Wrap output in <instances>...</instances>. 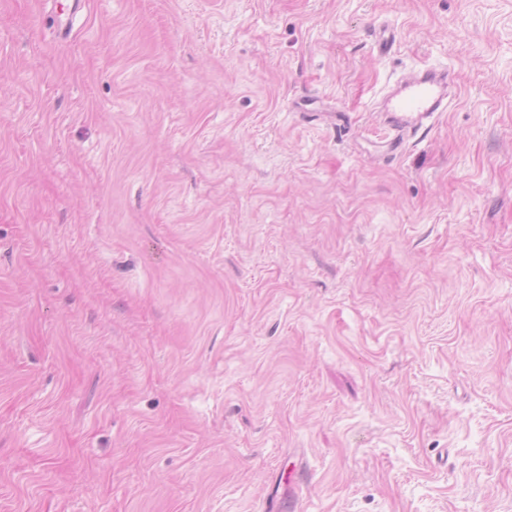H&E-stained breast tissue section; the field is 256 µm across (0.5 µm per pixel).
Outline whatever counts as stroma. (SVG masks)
<instances>
[{
  "instance_id": "1",
  "label": "stroma",
  "mask_w": 512,
  "mask_h": 512,
  "mask_svg": "<svg viewBox=\"0 0 512 512\" xmlns=\"http://www.w3.org/2000/svg\"><path fill=\"white\" fill-rule=\"evenodd\" d=\"M0 512H512V0H0ZM450 77L446 69L430 68L410 73L386 94L384 112L388 124L403 142V134L422 129L424 120L448 108Z\"/></svg>"
}]
</instances>
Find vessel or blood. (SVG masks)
Returning <instances> with one entry per match:
<instances>
[{
	"label": "vessel or blood",
	"mask_w": 512,
	"mask_h": 512,
	"mask_svg": "<svg viewBox=\"0 0 512 512\" xmlns=\"http://www.w3.org/2000/svg\"><path fill=\"white\" fill-rule=\"evenodd\" d=\"M450 77L447 70L430 68L410 73L386 94L384 112L397 134L422 129L425 120L448 107Z\"/></svg>",
	"instance_id": "b4317fda"
}]
</instances>
